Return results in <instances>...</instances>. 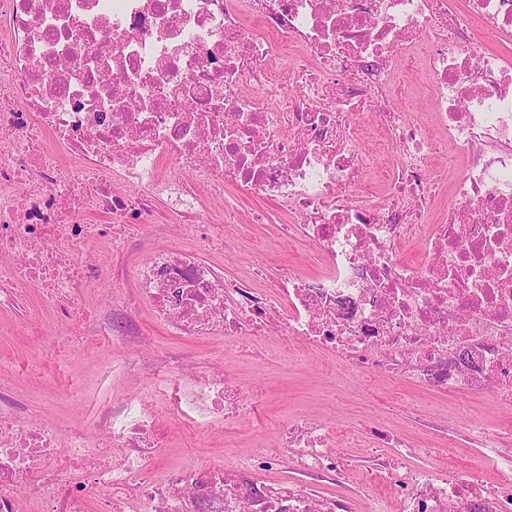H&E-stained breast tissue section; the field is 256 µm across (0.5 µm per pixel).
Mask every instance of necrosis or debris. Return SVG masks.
<instances>
[{
  "instance_id": "obj_1",
  "label": "necrosis or debris",
  "mask_w": 512,
  "mask_h": 512,
  "mask_svg": "<svg viewBox=\"0 0 512 512\" xmlns=\"http://www.w3.org/2000/svg\"><path fill=\"white\" fill-rule=\"evenodd\" d=\"M467 11L512 38V0ZM0 30V309L35 288L70 319L95 285L91 253L124 254L146 225L175 224L192 246L145 248L130 270L131 302L172 334L230 354L276 330L286 367L316 353L512 404V59L471 37L448 0H0ZM401 57L421 73L432 128L393 101ZM363 112L379 118L377 154L394 159L379 198L356 194ZM451 149L463 158L452 179L432 166ZM235 187L276 203L281 246L309 243L318 276L283 263L225 278L196 224L213 204L252 238ZM152 371L164 406L105 402L92 434L49 427L0 387V512H21L25 494L42 512H356L352 497L264 479L285 466L342 474L336 447L357 432L314 419H279L275 443L233 464L159 473L175 425L231 424L264 401L225 375L223 356ZM467 438L502 472L493 496L480 471L403 466L416 449L390 433V456L362 475L371 512H384L385 487L399 512H512V457L489 425Z\"/></svg>"
}]
</instances>
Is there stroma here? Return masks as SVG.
Masks as SVG:
<instances>
[{"label":"stroma","mask_w":512,"mask_h":512,"mask_svg":"<svg viewBox=\"0 0 512 512\" xmlns=\"http://www.w3.org/2000/svg\"><path fill=\"white\" fill-rule=\"evenodd\" d=\"M256 211L269 214L267 223L255 227L256 237L266 247L258 251L244 240L235 253L213 251L211 258L223 267L225 276H239L249 265L258 263H291L306 275H314L315 269L308 261L309 246L282 251L275 205L257 194H245L242 217ZM98 264L100 279L95 287L79 294L77 302L106 315L111 313L109 296L125 293L130 281L113 278L110 254L100 253ZM114 316L113 322L87 334L81 321L61 320L37 289H29L21 311L0 312V380L10 383L15 396L51 426L90 430L103 398L119 402L138 396L152 404L160 403L162 395L152 383L148 361L159 357L198 360L223 349L215 341H190L170 334L143 305L132 313ZM115 326L139 329L151 337L152 343L144 348L113 345L111 329ZM276 343V337L270 336L254 345L251 352L224 358V372L232 380L262 388L270 422L259 426L246 416L204 436L176 425L168 447L160 451V467L205 463L222 447L237 455L273 442L274 419L285 413L312 416L360 431V444L343 451L348 461L346 472L334 481L310 482L315 492L356 498L358 512H370L371 508L370 493L360 486L358 474L373 467L377 460L370 450L372 432L377 428L400 434L422 448V455L411 459V466H431L451 476L478 468L486 488L498 484L500 471L482 467L481 448L465 441L469 424L483 420L499 425L502 450L512 452V407L500 405L492 391L430 395L408 384L393 386L385 375L369 372L348 373L340 382L336 379L338 364L321 355L285 372L266 358Z\"/></svg>","instance_id":"stroma-1"}]
</instances>
